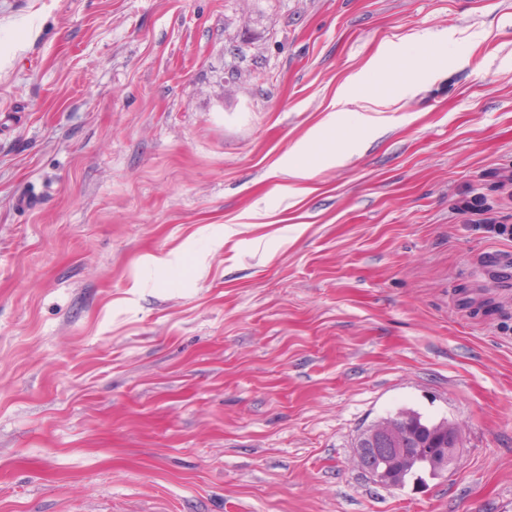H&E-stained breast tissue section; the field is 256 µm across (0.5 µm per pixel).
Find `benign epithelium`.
<instances>
[{"label":"benign epithelium","instance_id":"7a95c632","mask_svg":"<svg viewBox=\"0 0 512 512\" xmlns=\"http://www.w3.org/2000/svg\"><path fill=\"white\" fill-rule=\"evenodd\" d=\"M422 429L410 411L370 425L356 442L359 465L375 482L389 488L403 486L409 470L433 477L444 474L460 441V429L451 422L427 434Z\"/></svg>","mask_w":512,"mask_h":512}]
</instances>
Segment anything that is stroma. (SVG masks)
<instances>
[{"instance_id": "stroma-1", "label": "stroma", "mask_w": 512, "mask_h": 512, "mask_svg": "<svg viewBox=\"0 0 512 512\" xmlns=\"http://www.w3.org/2000/svg\"><path fill=\"white\" fill-rule=\"evenodd\" d=\"M495 256L512 0H0V512H512ZM402 409L461 449L388 488ZM413 411V410H411ZM411 411L384 418L361 432L356 442V457L359 465L372 479L389 488L404 485L407 471L416 473V480L424 472L439 476L448 471L456 447L460 441L459 427L443 422L437 430L422 432V424L430 427L436 422L419 419ZM415 447V448H413ZM422 448L425 453L420 454Z\"/></svg>"}]
</instances>
